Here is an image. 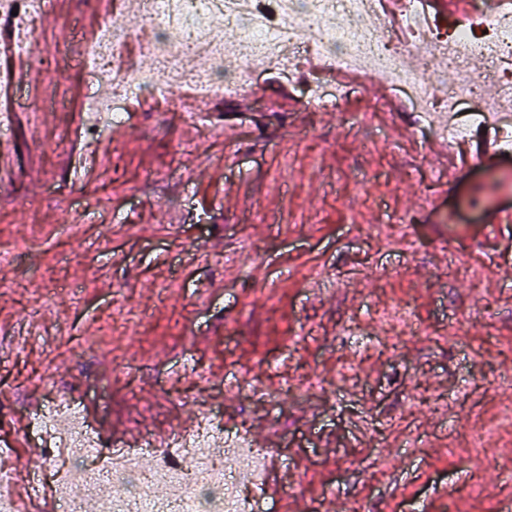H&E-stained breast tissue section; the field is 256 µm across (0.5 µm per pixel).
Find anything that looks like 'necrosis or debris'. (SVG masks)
Returning a JSON list of instances; mask_svg holds the SVG:
<instances>
[{
    "label": "necrosis or debris",
    "mask_w": 512,
    "mask_h": 512,
    "mask_svg": "<svg viewBox=\"0 0 512 512\" xmlns=\"http://www.w3.org/2000/svg\"><path fill=\"white\" fill-rule=\"evenodd\" d=\"M132 7L152 26L136 43L145 69L137 79L153 97L179 84L188 103L207 111L229 94H249L250 77L260 72L303 75L314 105H337L358 96L364 79L387 87L408 112L428 115L440 103L449 110L478 100L471 126L512 123L484 90L495 85L512 93L502 63L512 61V11L483 14L482 23L445 25L430 18L419 0H406L400 18L403 35L389 31L382 0H133ZM236 29L232 42L216 35L213 22ZM118 26L104 16L89 43L85 72L95 83L112 80L100 117L102 127L128 117L130 93L125 43L113 37ZM236 58L241 67L218 74L204 61ZM448 59L461 81L435 96L427 75L436 58ZM78 407L51 399L31 426L46 448L72 459L51 486L61 493L66 512H84L111 481L130 480L127 495L112 512H248L249 491L264 473L267 452L246 447L236 431L209 419L172 435L175 455L140 465L142 449H129L128 465L102 467L96 442L80 424Z\"/></svg>",
    "instance_id": "1"
}]
</instances>
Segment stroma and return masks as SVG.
<instances>
[{"instance_id":"35a3bbf8","label":"stroma","mask_w":512,"mask_h":512,"mask_svg":"<svg viewBox=\"0 0 512 512\" xmlns=\"http://www.w3.org/2000/svg\"><path fill=\"white\" fill-rule=\"evenodd\" d=\"M42 51L126 0H48ZM20 97L0 189V458L36 477L16 422L90 404L102 443L166 439L206 407L257 429L288 487L265 512H498L512 501V156L445 173L384 88L287 110L259 79L190 128L181 86L93 137L78 60L0 55ZM396 347L382 349L384 337Z\"/></svg>"}]
</instances>
